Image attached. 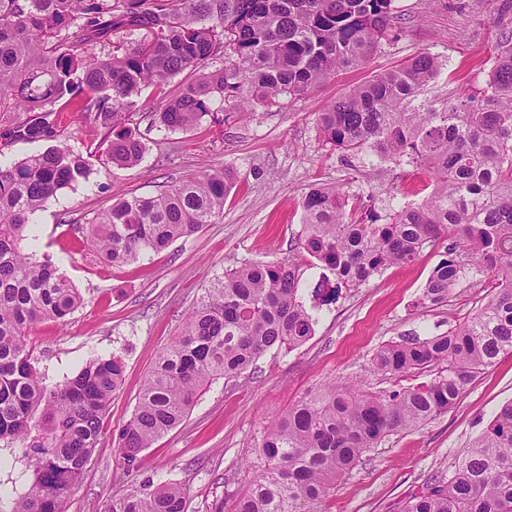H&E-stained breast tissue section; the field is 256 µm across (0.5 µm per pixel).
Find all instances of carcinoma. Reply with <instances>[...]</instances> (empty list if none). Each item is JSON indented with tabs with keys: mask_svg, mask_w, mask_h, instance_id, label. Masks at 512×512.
Masks as SVG:
<instances>
[{
	"mask_svg": "<svg viewBox=\"0 0 512 512\" xmlns=\"http://www.w3.org/2000/svg\"><path fill=\"white\" fill-rule=\"evenodd\" d=\"M394 0H0V112L16 120L5 143L55 145L0 163V451L23 448L29 483L0 512H64L94 451L102 418L123 381L120 358H97L47 383L28 336L63 322L82 304L49 257L24 251L34 215L88 179L89 158L59 140L66 112L104 131L96 151L116 166L142 161L131 118L155 89L153 124L187 132L222 101V111L273 107L311 92L378 50L395 23ZM142 37L111 54L97 46L119 32ZM223 66L208 71L213 62ZM440 63L421 53L331 102L318 117L324 142L352 155L425 174L431 193L382 216L358 214L344 187L315 186L302 202L300 247L336 276L361 284L444 244L422 304L448 299L465 270L489 274L487 301L443 336H407L376 351L372 367L400 382L370 392L358 384L319 387L263 427V461L230 512H326L336 482L388 435L420 427L456 404L474 377L512 353V31L481 97L441 110L419 102ZM183 76L175 88L173 79ZM238 172L214 168L151 197L123 198L89 231L102 258L123 265L189 238L223 213ZM293 257L245 263L210 281L176 336L159 353L118 448L139 454L179 426L201 394L239 378L276 348L291 351L315 333ZM434 373L427 382H401ZM108 512H187L186 493L150 481L112 500ZM396 512H512V401L503 404L451 473L437 472Z\"/></svg>",
	"mask_w": 512,
	"mask_h": 512,
	"instance_id": "cac0c4a2",
	"label": "carcinoma"
}]
</instances>
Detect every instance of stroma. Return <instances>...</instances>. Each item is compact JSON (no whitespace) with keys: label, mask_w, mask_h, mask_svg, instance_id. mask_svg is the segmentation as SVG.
I'll return each instance as SVG.
<instances>
[{"label":"stroma","mask_w":512,"mask_h":512,"mask_svg":"<svg viewBox=\"0 0 512 512\" xmlns=\"http://www.w3.org/2000/svg\"><path fill=\"white\" fill-rule=\"evenodd\" d=\"M394 6L399 20L369 63L277 106L228 118L210 113L187 132L138 122L145 145L141 163L117 167L93 160L87 181L57 193L36 213L28 252L50 257L84 298L65 324L44 321L33 329L30 344L37 367L55 383L95 358L114 355L124 365V380L102 419L98 445L65 512H107L113 498L149 480L182 485L187 512H227L232 494L249 483L242 462L254 458V443L266 423L326 384L358 379L375 391L392 388L393 380L370 369L377 349L411 332L423 338L448 333L490 292L488 275L468 271L447 301L421 304L423 287L440 260L439 250L428 249L417 261L342 288L333 305L320 307L306 296L317 318L306 344L268 351L254 374L213 383L183 423L143 450L134 466H127L120 454L118 432L130 419L156 357L211 279L247 262L288 255L305 265L308 285L322 276V268L313 266L298 245L302 202L310 188L348 185L383 215L430 193L427 177L411 167L325 144L318 115L375 73L423 52L441 64L424 93L429 104L441 108L449 100L478 94L502 33L512 31V8L505 0H487L480 9L472 0H395ZM221 166L240 176L223 214L161 253L111 266L80 231L119 199L151 195L186 175ZM511 400L512 354H503L447 413L417 429L393 433L367 450L337 482L329 512H392L430 475L452 471L500 406Z\"/></svg>","instance_id":"obj_1"}]
</instances>
